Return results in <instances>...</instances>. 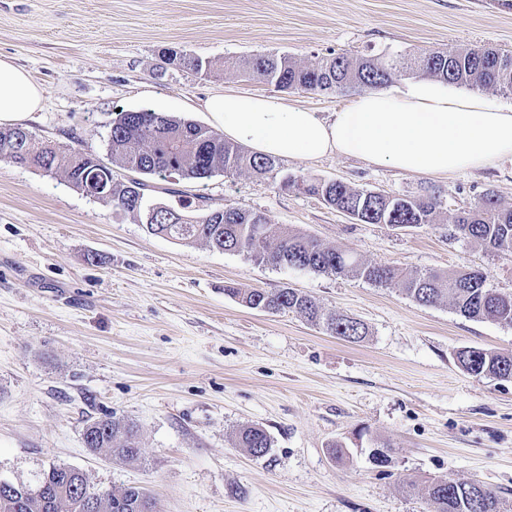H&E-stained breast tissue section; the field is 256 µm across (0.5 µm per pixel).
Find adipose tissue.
I'll return each mask as SVG.
<instances>
[{
    "instance_id": "obj_1",
    "label": "adipose tissue",
    "mask_w": 512,
    "mask_h": 512,
    "mask_svg": "<svg viewBox=\"0 0 512 512\" xmlns=\"http://www.w3.org/2000/svg\"><path fill=\"white\" fill-rule=\"evenodd\" d=\"M43 99L27 71L0 57V125H22ZM203 108L225 139L273 159L337 154L439 177L512 163V106L455 96L440 83L368 91L327 116L284 98L232 92L213 94Z\"/></svg>"
}]
</instances>
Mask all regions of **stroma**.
I'll return each mask as SVG.
<instances>
[{
    "mask_svg": "<svg viewBox=\"0 0 512 512\" xmlns=\"http://www.w3.org/2000/svg\"><path fill=\"white\" fill-rule=\"evenodd\" d=\"M466 45L512 52L507 0H0V55L45 90L26 129L101 158L119 110L204 125L212 94L276 95L273 85L225 75L231 56L274 51L310 63ZM168 50L211 62V74L163 64ZM361 93L287 98L327 115ZM298 176L436 195L440 221L365 224L283 188ZM147 182L153 203L177 206L185 191L215 207L245 205L369 263L474 267L488 287L512 293V256L450 232L486 192L512 208L506 163L437 178L353 157H297L277 160L270 177L218 173L180 181L175 194L160 177ZM230 283L298 289L369 334L348 343L297 314L248 308L225 296ZM467 346L512 352V326L465 319L446 302L419 305L395 286L177 242L61 174L0 160L2 478L67 464L98 490L144 489L158 512H429L425 481L478 480L512 510V380L460 368L456 353ZM107 413L136 423L140 460L85 447L86 422ZM252 425L271 438L266 456L235 445ZM338 441L348 449L341 462L329 452ZM378 443L391 447L383 466L371 460Z\"/></svg>",
    "mask_w": 512,
    "mask_h": 512,
    "instance_id": "1",
    "label": "stroma"
}]
</instances>
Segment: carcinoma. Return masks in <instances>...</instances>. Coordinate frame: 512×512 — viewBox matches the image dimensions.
Masks as SVG:
<instances>
[{"mask_svg":"<svg viewBox=\"0 0 512 512\" xmlns=\"http://www.w3.org/2000/svg\"><path fill=\"white\" fill-rule=\"evenodd\" d=\"M177 63L197 73L211 70L210 62L191 56L181 55ZM408 70L448 84L512 94V54L485 46L453 52L429 50L413 59L391 54L355 59L335 56L305 65L286 54L261 53L243 62L224 61L226 75L248 76L279 90L304 92L353 85L377 88ZM108 151L113 163L164 179L176 175L199 182L217 172L233 174L244 170L269 175L276 167L274 159L249 154L211 128L150 108L116 113ZM0 159L46 172L60 169L71 186L112 204L117 212L144 215L147 229L156 235L181 242L201 240L219 251L246 253L259 263L348 274L385 286L395 284L419 305L432 306L447 300L466 319L512 325V294L487 287L486 275L479 269L418 273L397 265L365 263L340 247L325 246L300 231L275 228L260 211L239 205L213 208L202 195L180 200L179 211L162 204L147 207L148 184L143 180L116 182L112 168L96 156L40 143L23 127L0 128ZM283 186L317 196L327 206L366 224H435L441 208L436 196L370 192L343 181L288 178ZM455 228L470 243L489 253L512 254V209L501 207L490 191L478 206L456 217ZM224 294L253 309L297 313L350 343L367 336V327L360 320L325 313L311 297L295 288L267 291L226 285ZM456 360L468 373L512 379L511 353L464 347L456 353ZM83 440L90 450L105 449L117 460L133 461L141 454L136 424L110 415L89 421ZM236 445L255 457H263L272 442L263 428L248 426L237 433ZM426 494L430 512H505L498 492L480 481H436L427 485ZM0 512H156V505L137 487L99 491L90 486L79 468L52 464L31 481L0 488Z\"/></svg>","mask_w":512,"mask_h":512,"instance_id":"obj_1","label":"carcinoma"}]
</instances>
